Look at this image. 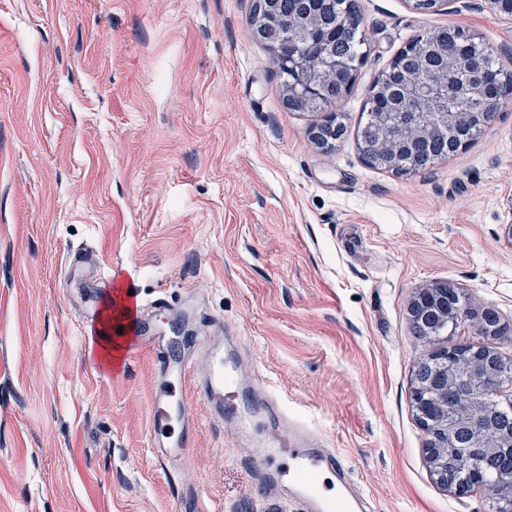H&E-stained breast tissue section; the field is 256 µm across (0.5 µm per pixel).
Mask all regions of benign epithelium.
Instances as JSON below:
<instances>
[{
	"label": "benign epithelium",
	"mask_w": 512,
	"mask_h": 512,
	"mask_svg": "<svg viewBox=\"0 0 512 512\" xmlns=\"http://www.w3.org/2000/svg\"><path fill=\"white\" fill-rule=\"evenodd\" d=\"M278 3L279 0H253L251 21L256 38L269 48L275 62L290 73L285 85V105L307 109L344 97L355 82L358 65L336 48L330 33L338 25L354 22L347 8H342L337 20L325 18L307 7L293 14L294 38L299 42L321 43L318 58L311 61L299 53L285 54L284 22ZM445 40L459 41L471 51H490L476 37L459 29H445L438 36L429 34L418 44L407 47L404 54L413 58L414 65L404 72L402 81L392 88L389 77L384 75L371 92V124L362 145L367 161L407 175L411 173L410 165L402 164L400 155L429 152L431 161L435 162L471 141L469 137L454 140L448 136L455 124L448 112V87L464 66L465 55L448 57L443 47ZM462 92L475 99L488 95L489 104L496 108L512 95V88L492 89L474 80L464 84ZM341 129L338 111L334 110L325 113L324 119L311 128L310 135L319 147L330 149ZM467 316L459 289L446 281L419 289L409 304L410 324L421 328ZM499 389V380L482 358L465 349L442 350L436 361L417 369L415 407L430 432L429 462L442 485L455 487L448 479V451L458 441L481 448L489 455L502 446L512 448V420L476 423L480 409L478 397Z\"/></svg>",
	"instance_id": "obj_1"
}]
</instances>
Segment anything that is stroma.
<instances>
[{
	"instance_id": "obj_1",
	"label": "stroma",
	"mask_w": 512,
	"mask_h": 512,
	"mask_svg": "<svg viewBox=\"0 0 512 512\" xmlns=\"http://www.w3.org/2000/svg\"><path fill=\"white\" fill-rule=\"evenodd\" d=\"M364 63L329 150L284 103L253 0H0V512H297L263 493L235 421L202 416L191 459L150 441L153 353L94 378L70 276L93 251L146 301L195 302L246 383L341 456L371 512H490L440 484L412 390L435 347L512 359V102L467 148L400 175L366 162L362 114L416 37L459 28L512 72V19L490 0H356ZM434 281L471 319L438 343L408 305ZM495 311L508 334L484 336Z\"/></svg>"
}]
</instances>
